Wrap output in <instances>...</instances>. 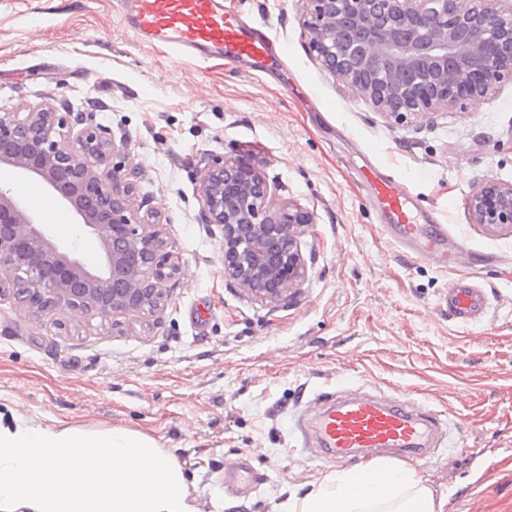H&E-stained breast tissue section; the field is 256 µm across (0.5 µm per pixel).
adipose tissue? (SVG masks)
Listing matches in <instances>:
<instances>
[{"mask_svg": "<svg viewBox=\"0 0 512 512\" xmlns=\"http://www.w3.org/2000/svg\"><path fill=\"white\" fill-rule=\"evenodd\" d=\"M358 482L328 475L289 512H435L411 469L388 462ZM358 493H351L353 484ZM0 512H199L174 454L123 426L87 429L0 413Z\"/></svg>", "mask_w": 512, "mask_h": 512, "instance_id": "obj_1", "label": "adipose tissue"}]
</instances>
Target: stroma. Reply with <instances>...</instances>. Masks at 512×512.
Masks as SVG:
<instances>
[{"label":"stroma","mask_w":512,"mask_h":512,"mask_svg":"<svg viewBox=\"0 0 512 512\" xmlns=\"http://www.w3.org/2000/svg\"><path fill=\"white\" fill-rule=\"evenodd\" d=\"M233 6L283 46V74L143 44L112 0H0V113L92 109L127 146L111 164L140 169L142 223L164 225L180 264L157 319H35L0 299V411L154 437L201 512H285L337 470L301 452L300 413L316 393L365 386L442 412L446 438L416 469L435 512H512V230L473 223L466 206L485 181L512 183V83L398 125L321 69L302 0ZM238 156L275 186V203L315 216L291 301L257 302L224 276V230L205 220L197 171ZM365 160L440 212L459 242L453 264L410 260L383 235L358 178ZM36 211L100 264L98 239L66 233L74 217L56 199ZM460 278L487 295L469 324L437 306ZM243 457L256 483L228 492L224 469Z\"/></svg>","instance_id":"1"}]
</instances>
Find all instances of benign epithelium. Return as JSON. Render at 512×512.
<instances>
[{
  "mask_svg": "<svg viewBox=\"0 0 512 512\" xmlns=\"http://www.w3.org/2000/svg\"><path fill=\"white\" fill-rule=\"evenodd\" d=\"M323 69L375 112L417 123L461 100H486L512 81V0H303ZM116 145L83 111L34 106L0 113V162L42 180L103 261L86 267L33 208L0 189V296L37 317L156 316L179 273L161 224H143L131 198L135 166L109 167ZM211 224L224 228V276L265 304L290 301L307 276L299 238L312 213L273 204L251 163L216 158L198 172ZM476 224L512 226V183L485 182L467 201Z\"/></svg>",
  "mask_w": 512,
  "mask_h": 512,
  "instance_id": "1",
  "label": "benign epithelium"
}]
</instances>
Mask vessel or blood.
Returning <instances> with one entry per match:
<instances>
[{
	"mask_svg": "<svg viewBox=\"0 0 512 512\" xmlns=\"http://www.w3.org/2000/svg\"><path fill=\"white\" fill-rule=\"evenodd\" d=\"M115 5L121 23L143 42L203 63L215 58L246 61L260 71L281 50L264 31L243 21L227 0H115ZM360 177L382 231L405 255L447 263L443 224L434 212L421 208L401 179L372 164L361 167ZM445 302L449 315L464 321L486 307L487 296L459 281L450 286ZM313 407V413L298 419L305 444L336 465L360 466L367 477L380 455L426 460L443 434L438 412L406 399L336 390L316 394ZM254 481L247 459L224 471L226 488L243 490Z\"/></svg>",
	"mask_w": 512,
	"mask_h": 512,
	"instance_id": "vessel-or-blood-1",
	"label": "vessel or blood"
}]
</instances>
